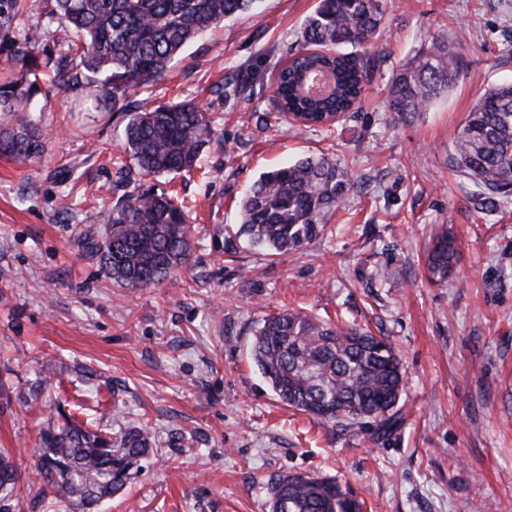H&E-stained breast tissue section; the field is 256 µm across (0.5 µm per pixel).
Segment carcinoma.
<instances>
[{
  "instance_id": "cac0c4a2",
  "label": "carcinoma",
  "mask_w": 512,
  "mask_h": 512,
  "mask_svg": "<svg viewBox=\"0 0 512 512\" xmlns=\"http://www.w3.org/2000/svg\"><path fill=\"white\" fill-rule=\"evenodd\" d=\"M260 0H54L50 14L72 33L64 54L41 62L21 51L22 70L0 82V155L42 156L47 140L35 118L42 65L71 92L97 83L102 101L117 106L131 89L165 77L189 44L218 24L253 10ZM380 0H317L303 28V47L276 68V109L302 125L332 126L362 95L370 60L361 51L380 34ZM463 58L450 41L435 40L392 75L387 111L407 118L426 112L463 76ZM213 136V120L186 101L128 113L123 149L143 176L193 168ZM475 196L492 208L512 196V81L487 89L470 110L453 155ZM349 171L328 155L307 156L260 175L239 200L240 222L224 230V253L244 238L270 255L303 249L324 234L351 189ZM107 227L82 248L121 288L158 285L191 257L188 206L144 183L123 192L103 214ZM455 240L443 232L428 253L432 278L448 277ZM251 359L280 401L323 423L347 427L369 421L380 436L401 423V362L385 339L340 327L302 311L268 316L256 330ZM50 421L35 451L37 477L50 493L90 512L121 491L152 448L146 425L116 433L67 414ZM16 483L13 464L0 454V494ZM364 502L334 478L291 474L274 485L272 512H363Z\"/></svg>"
}]
</instances>
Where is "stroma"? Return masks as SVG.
<instances>
[{"label": "stroma", "mask_w": 512, "mask_h": 512, "mask_svg": "<svg viewBox=\"0 0 512 512\" xmlns=\"http://www.w3.org/2000/svg\"><path fill=\"white\" fill-rule=\"evenodd\" d=\"M30 2L0 0V79L20 68L21 50L55 58L69 42ZM316 4L261 0L119 111L51 88L39 114L46 152L0 156V449L19 475L0 512H71L33 463L47 419L79 403L102 428L145 422L154 433L150 457L99 512H270L288 473L346 481L364 512H512V202L480 208L451 162L475 101L512 79L498 57L512 40V0H383L365 92L329 131L278 116L271 83ZM440 38L460 47L462 79L430 111L387 112L392 74ZM245 70L257 81L224 97L222 84ZM177 101L213 120L199 167L153 180L189 206L193 252L186 269L131 291L79 241L101 235L103 202L139 179L122 149L128 112ZM321 152L354 182L324 235L282 256L242 241L227 257L224 228L238 224L244 189ZM444 230L458 260L439 282L427 253ZM283 309L388 339L405 378L399 430H344L277 400L250 347L264 316ZM81 366L96 380L75 384ZM109 395L118 407L103 404Z\"/></svg>", "instance_id": "1"}]
</instances>
